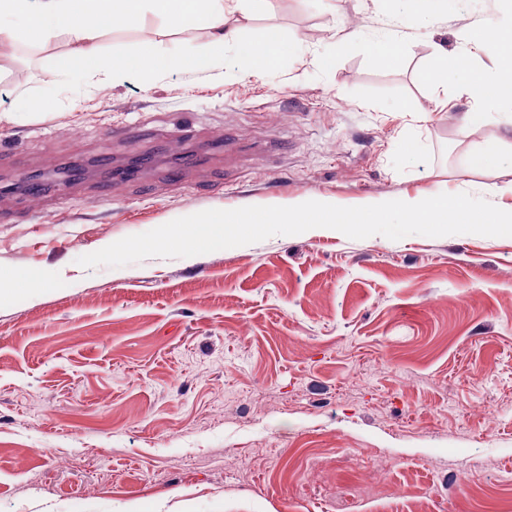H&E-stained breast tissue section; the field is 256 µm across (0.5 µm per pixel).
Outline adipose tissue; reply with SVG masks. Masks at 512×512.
Returning a JSON list of instances; mask_svg holds the SVG:
<instances>
[{"mask_svg": "<svg viewBox=\"0 0 512 512\" xmlns=\"http://www.w3.org/2000/svg\"><path fill=\"white\" fill-rule=\"evenodd\" d=\"M266 0H0V36L15 41L40 43L60 35L67 36L71 52L55 58L48 67L51 82L59 83L71 75L115 76L133 74L143 82L172 70L203 74L223 65L225 47H233L247 66L242 80L262 78L274 70L286 48L277 30H269L259 41L240 38L224 25L227 10L248 16L260 11ZM155 17L174 26L206 23L208 50L201 55L176 57L160 53L149 41L133 53L103 51V31L121 24L137 27ZM8 18L26 21L23 31L4 27ZM481 42L496 55L491 74L473 70L467 75L466 90L474 99L496 101L512 99V28L487 21L479 33Z\"/></svg>", "mask_w": 512, "mask_h": 512, "instance_id": "adipose-tissue-1", "label": "adipose tissue"}]
</instances>
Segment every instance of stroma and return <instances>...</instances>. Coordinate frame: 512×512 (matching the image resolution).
I'll return each mask as SVG.
<instances>
[{
    "label": "stroma",
    "instance_id": "1",
    "mask_svg": "<svg viewBox=\"0 0 512 512\" xmlns=\"http://www.w3.org/2000/svg\"><path fill=\"white\" fill-rule=\"evenodd\" d=\"M512 0H268L243 24L294 39L263 81L231 69L90 87L0 54V512H512V236L276 235L189 258L79 257L208 209L468 193L512 208L502 115L460 56ZM394 37L376 67L355 30ZM202 51L203 26L114 28L104 48ZM447 55V84L426 74ZM46 106L19 113L17 98ZM495 148L494 176L465 171ZM504 194L489 191V184Z\"/></svg>",
    "mask_w": 512,
    "mask_h": 512
}]
</instances>
